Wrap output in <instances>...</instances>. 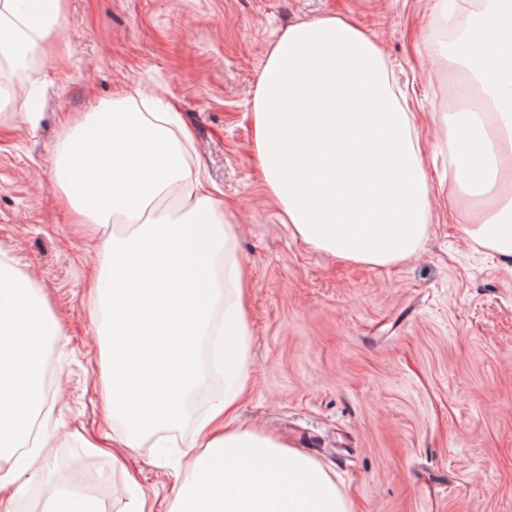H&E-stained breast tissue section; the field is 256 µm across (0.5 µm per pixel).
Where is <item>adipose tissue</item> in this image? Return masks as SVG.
I'll list each match as a JSON object with an SVG mask.
<instances>
[{
  "instance_id": "ef3b65f1",
  "label": "adipose tissue",
  "mask_w": 512,
  "mask_h": 512,
  "mask_svg": "<svg viewBox=\"0 0 512 512\" xmlns=\"http://www.w3.org/2000/svg\"><path fill=\"white\" fill-rule=\"evenodd\" d=\"M48 13L0 0V57L35 54ZM432 64L475 93L467 112L433 115L448 147L449 192L468 239L512 263V0H478ZM118 98L68 129L55 178L85 222L118 231L97 243L94 327L104 405L119 447L170 444L201 378L200 344L224 365V397L183 441L169 512H351L332 475L289 442L235 424L250 346L238 223L187 157L193 138L164 97ZM251 120L264 185L293 236L339 260L385 268L429 233L432 187L415 115L395 93L380 48L336 17L295 25L272 48ZM61 327L36 283L0 260V457L35 436L33 394Z\"/></svg>"
}]
</instances>
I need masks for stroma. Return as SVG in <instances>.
<instances>
[{"instance_id":"35a3bbf8","label":"stroma","mask_w":512,"mask_h":512,"mask_svg":"<svg viewBox=\"0 0 512 512\" xmlns=\"http://www.w3.org/2000/svg\"><path fill=\"white\" fill-rule=\"evenodd\" d=\"M434 0H63L61 25L0 94V254L42 290L63 328L49 346L64 398L39 419L46 458L70 485L62 432L103 426L104 360L89 290L99 265L53 177L56 143L85 112L142 87L193 130L191 164L239 221L250 334L243 425L282 436L336 475L352 512H512V268L472 243L446 188L448 157L427 160L430 234L388 267L352 265L290 235L254 150L253 98L289 26L336 16L375 37L431 138L457 78L426 63L453 29ZM109 512L132 495L169 512L178 449L120 461L86 452Z\"/></svg>"}]
</instances>
